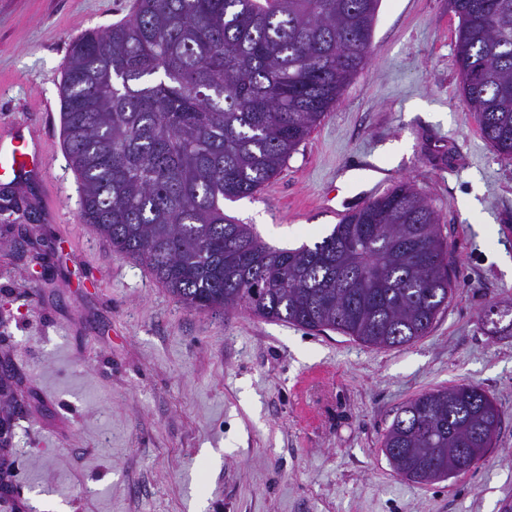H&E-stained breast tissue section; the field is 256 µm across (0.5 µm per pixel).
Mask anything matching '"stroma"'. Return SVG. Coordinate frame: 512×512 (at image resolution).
I'll return each instance as SVG.
<instances>
[{
	"label": "stroma",
	"mask_w": 512,
	"mask_h": 512,
	"mask_svg": "<svg viewBox=\"0 0 512 512\" xmlns=\"http://www.w3.org/2000/svg\"><path fill=\"white\" fill-rule=\"evenodd\" d=\"M135 0H0V140L48 152L0 180V357L19 406L9 496L28 512H502L512 502V161L460 92L449 0H379L366 64L281 171L224 203L276 248L313 245L406 182L433 206L456 290L429 333L364 345L238 310L187 311L83 223L60 86L72 43ZM476 385L501 411L468 474L416 483L381 451L417 395ZM497 307L498 306L495 303H490L488 306H486L483 311V317L481 318V322L484 325H492L493 331H491V332L494 334H499L500 336H511L512 335V309L502 310L504 312H511V320H508L505 323L504 322H495L497 320H505L507 317L500 310L494 309ZM492 309H494V310L489 314V318H491L495 321H491L488 318V312H490Z\"/></svg>",
	"instance_id": "1"
}]
</instances>
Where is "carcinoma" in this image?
I'll use <instances>...</instances> for the list:
<instances>
[{
  "instance_id": "carcinoma-1",
  "label": "carcinoma",
  "mask_w": 512,
  "mask_h": 512,
  "mask_svg": "<svg viewBox=\"0 0 512 512\" xmlns=\"http://www.w3.org/2000/svg\"><path fill=\"white\" fill-rule=\"evenodd\" d=\"M460 90L512 160V0H449ZM378 0H136L125 21L72 46L60 88L81 216L185 309L326 329L373 347L426 335L455 274L436 211L410 185L369 201L313 246L280 250L224 215L257 192L366 63ZM481 322L512 335V319ZM483 389L418 396L381 441L418 483L455 479V448L495 445Z\"/></svg>"
}]
</instances>
